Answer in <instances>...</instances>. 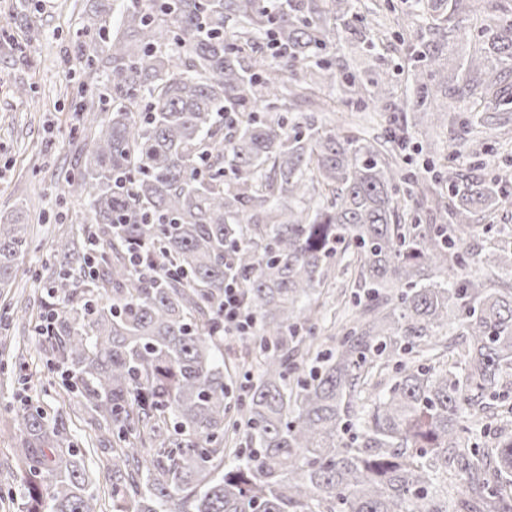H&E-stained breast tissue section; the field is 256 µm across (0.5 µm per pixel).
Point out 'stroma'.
I'll return each mask as SVG.
<instances>
[{
    "label": "stroma",
    "instance_id": "obj_1",
    "mask_svg": "<svg viewBox=\"0 0 512 512\" xmlns=\"http://www.w3.org/2000/svg\"><path fill=\"white\" fill-rule=\"evenodd\" d=\"M91 0H46L40 16L39 42L24 46V22L31 0H0V28L9 30L14 44L0 43V217L27 215L30 223H43L35 250L26 259L12 288L0 292V312L12 315L13 346L0 352V512H20V476L11 439L12 419L24 400H32L57 417L67 434L88 436L86 424L76 416L77 400L61 385L59 373L49 371L50 354L43 338L32 326L16 318V303L24 301L37 311L42 290L32 280L38 260L51 243L54 216L61 209L76 212L75 202L60 204L54 183L61 171L74 166L79 154L89 150L90 141L72 134L75 123L72 99L66 86L75 65L63 61L65 49L82 25ZM363 32L360 40L341 41L331 57L338 76L366 79L375 75L390 78L389 93L379 105L354 99L342 106L346 115L370 117L366 139L379 148H392V134L406 137L414 149L415 165L426 159L469 170L482 162V176L512 173V65L503 67L502 97L506 111L494 113L480 135L486 151L480 158L455 157L448 153L451 136L447 127L425 129L404 126L403 94L410 66V50L401 38L426 27L415 0H357L352 19ZM26 88L25 96L15 87ZM480 227L469 241L472 249L491 251L500 230L512 228V201L492 215L476 214Z\"/></svg>",
    "mask_w": 512,
    "mask_h": 512
}]
</instances>
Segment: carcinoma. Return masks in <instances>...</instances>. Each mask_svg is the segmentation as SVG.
<instances>
[{
	"label": "carcinoma",
	"instance_id": "1",
	"mask_svg": "<svg viewBox=\"0 0 512 512\" xmlns=\"http://www.w3.org/2000/svg\"><path fill=\"white\" fill-rule=\"evenodd\" d=\"M411 65L414 125L448 98L499 106L488 56L448 83L439 15ZM355 0H131L97 4L76 34L72 102L91 139L57 179L81 216L36 270L35 326L49 370L79 399L94 448L112 452L116 512H512V243L467 250L471 215L505 201L503 178L455 166L436 178L439 224L398 212L426 200L363 127L288 124L295 100L336 111L327 56ZM512 62V13L481 28ZM387 79L345 97L379 101ZM34 225L0 220V289L16 282ZM144 245L149 271L130 262ZM350 276L355 310L331 346L324 290ZM260 322L224 361V287ZM259 369L257 378L250 368ZM22 512H105L78 442L26 401L16 414Z\"/></svg>",
	"mask_w": 512,
	"mask_h": 512
}]
</instances>
